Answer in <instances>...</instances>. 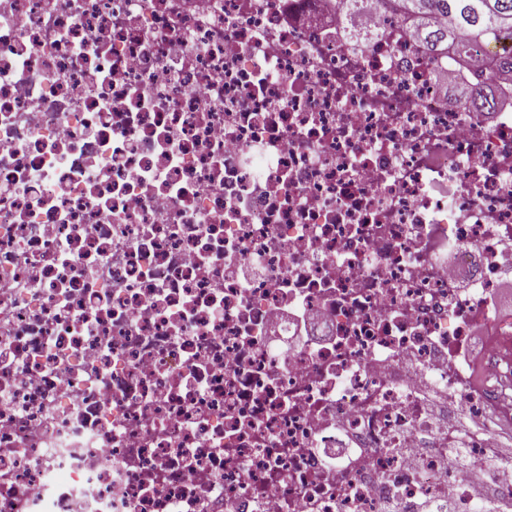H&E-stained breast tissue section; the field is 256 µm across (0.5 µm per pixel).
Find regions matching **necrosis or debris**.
<instances>
[{
  "label": "necrosis or debris",
  "instance_id": "1",
  "mask_svg": "<svg viewBox=\"0 0 512 512\" xmlns=\"http://www.w3.org/2000/svg\"><path fill=\"white\" fill-rule=\"evenodd\" d=\"M344 14L0 0V512L512 495V110Z\"/></svg>",
  "mask_w": 512,
  "mask_h": 512
}]
</instances>
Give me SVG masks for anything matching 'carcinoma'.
<instances>
[{"mask_svg":"<svg viewBox=\"0 0 512 512\" xmlns=\"http://www.w3.org/2000/svg\"><path fill=\"white\" fill-rule=\"evenodd\" d=\"M376 1L418 22L429 55H453L478 73L470 105L476 111L490 106V93L480 87L485 76L499 70L512 72V0H350L348 10L359 15ZM434 16L447 18L448 26L431 27ZM473 512H512V497H489L473 505Z\"/></svg>","mask_w":512,"mask_h":512,"instance_id":"obj_1","label":"carcinoma"}]
</instances>
